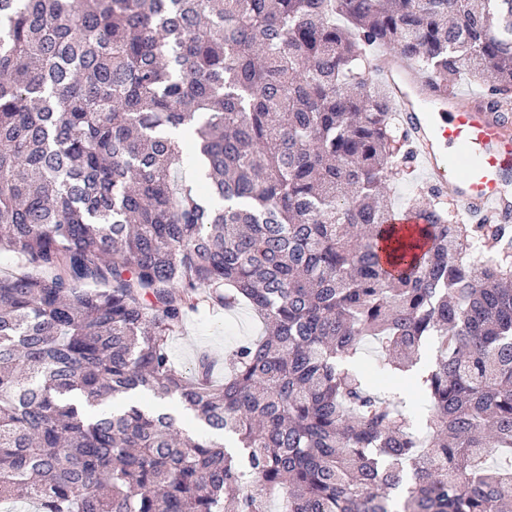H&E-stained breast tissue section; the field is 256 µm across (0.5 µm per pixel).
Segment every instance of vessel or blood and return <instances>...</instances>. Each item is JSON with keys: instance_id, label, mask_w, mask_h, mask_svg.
<instances>
[{"instance_id": "b4317fda", "label": "vessel or blood", "mask_w": 512, "mask_h": 512, "mask_svg": "<svg viewBox=\"0 0 512 512\" xmlns=\"http://www.w3.org/2000/svg\"><path fill=\"white\" fill-rule=\"evenodd\" d=\"M370 72L388 83L430 186L448 192L470 222L512 216V130L473 98L436 91L432 77L398 53L374 57Z\"/></svg>"}]
</instances>
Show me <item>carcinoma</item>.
<instances>
[{
    "mask_svg": "<svg viewBox=\"0 0 512 512\" xmlns=\"http://www.w3.org/2000/svg\"><path fill=\"white\" fill-rule=\"evenodd\" d=\"M376 47L512 118V0H0V502L506 512L512 225L432 189L395 223L413 156ZM203 302L265 325L222 383L170 355ZM367 339L389 376L431 349L418 425Z\"/></svg>",
    "mask_w": 512,
    "mask_h": 512,
    "instance_id": "1",
    "label": "carcinoma"
}]
</instances>
